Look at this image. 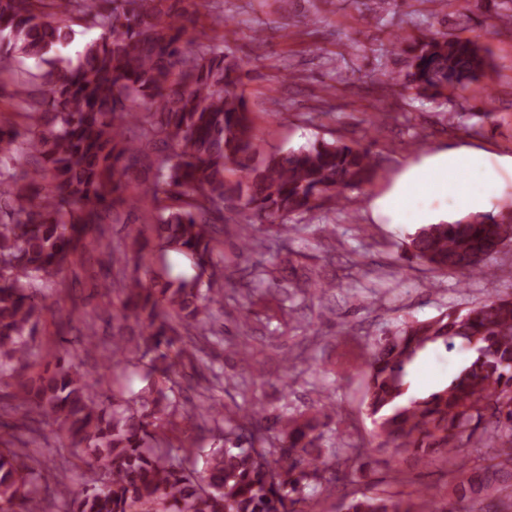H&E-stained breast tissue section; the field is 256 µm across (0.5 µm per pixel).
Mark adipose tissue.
<instances>
[{
  "instance_id": "adipose-tissue-1",
  "label": "adipose tissue",
  "mask_w": 512,
  "mask_h": 512,
  "mask_svg": "<svg viewBox=\"0 0 512 512\" xmlns=\"http://www.w3.org/2000/svg\"><path fill=\"white\" fill-rule=\"evenodd\" d=\"M499 181L487 156L446 150L409 162L394 186L372 202L374 215L395 224H440L486 213ZM451 200L450 214H437L429 197Z\"/></svg>"
}]
</instances>
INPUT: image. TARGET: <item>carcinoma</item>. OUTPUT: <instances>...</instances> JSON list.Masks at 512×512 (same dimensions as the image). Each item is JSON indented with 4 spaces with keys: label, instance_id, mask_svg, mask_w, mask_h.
I'll return each mask as SVG.
<instances>
[{
    "label": "carcinoma",
    "instance_id": "cac0c4a2",
    "mask_svg": "<svg viewBox=\"0 0 512 512\" xmlns=\"http://www.w3.org/2000/svg\"><path fill=\"white\" fill-rule=\"evenodd\" d=\"M181 0H0V81L9 79L22 110L17 126L0 113V372L11 379V409L20 414L0 435V512H315L312 504L347 486L374 453L393 451L425 466L448 456V500L428 489L404 497L375 481L341 504L342 512H512V293L404 321L369 347L363 405L377 432L371 447L340 458L325 446L333 403L311 416L276 417L255 403L226 409L209 398L203 410L181 399L209 369L198 342L224 316V223L246 219L292 229L286 219L342 204L348 189L379 174L375 138L314 142L261 158L239 85L242 66L224 46L204 39ZM97 33L74 46L70 21ZM408 85L437 100L482 83L489 50L471 39L432 33L413 48ZM15 59L36 69L17 73ZM139 166L153 171L133 183ZM149 198L155 245L191 262L194 274L170 278L147 268L121 281L123 310L138 331L115 335L104 365L147 361L154 376L139 392L89 381L63 346L33 370L31 340L54 308L43 288L90 256L102 267L142 261L150 242L134 237L126 252L93 235ZM512 247V211L453 223L422 224L405 253L461 283L495 276L492 260ZM320 299L332 285L309 272L292 284ZM77 344L97 350L95 323L82 318ZM460 346L474 353L447 385L408 395V369L424 351ZM224 425V443L197 448L171 437L179 420ZM48 425L91 453L89 485L75 490L64 473L40 482L28 436ZM194 458L195 467L185 466Z\"/></svg>",
    "mask_w": 512,
    "mask_h": 512
}]
</instances>
